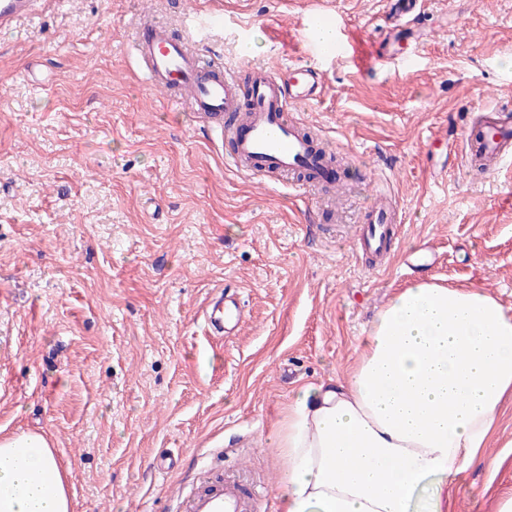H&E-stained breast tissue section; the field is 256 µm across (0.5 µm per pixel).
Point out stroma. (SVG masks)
Here are the masks:
<instances>
[{"mask_svg": "<svg viewBox=\"0 0 512 512\" xmlns=\"http://www.w3.org/2000/svg\"><path fill=\"white\" fill-rule=\"evenodd\" d=\"M424 2L385 61L383 0H62L0 33V435L50 437L73 512H178L217 460L277 495L294 391L348 379L394 291L433 276L512 305V180L462 167L453 122L512 94V0ZM321 15L341 28L333 58L303 42ZM147 17L236 66L323 72L299 113L350 171L334 204L226 168L130 57ZM380 175L400 217L384 269L356 248ZM222 290L243 310L228 336L201 319ZM448 493L450 512L512 496V403Z\"/></svg>", "mask_w": 512, "mask_h": 512, "instance_id": "obj_1", "label": "stroma"}]
</instances>
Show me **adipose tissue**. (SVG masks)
<instances>
[{"label":"adipose tissue","instance_id":"ef3b65f1","mask_svg":"<svg viewBox=\"0 0 512 512\" xmlns=\"http://www.w3.org/2000/svg\"><path fill=\"white\" fill-rule=\"evenodd\" d=\"M511 400L512 307L419 279L377 312L348 381L289 401L275 434L281 512H449V480ZM0 512H71L48 436L0 439Z\"/></svg>","mask_w":512,"mask_h":512}]
</instances>
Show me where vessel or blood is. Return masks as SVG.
<instances>
[{"label": "vessel or blood", "instance_id": "b4317fda", "mask_svg": "<svg viewBox=\"0 0 512 512\" xmlns=\"http://www.w3.org/2000/svg\"><path fill=\"white\" fill-rule=\"evenodd\" d=\"M48 5V0H0V30ZM132 52L150 87L212 121L217 138L229 142L224 162L236 172L253 178L299 175L311 189L333 185L332 145L322 135H306L303 119L295 114L297 107L321 95L322 74L317 68L254 67L250 91L244 97L238 68L205 60L192 44L174 38L165 23L137 22ZM461 164L484 175L512 167L511 99L491 106L488 115L470 118L463 129ZM396 221L392 196L382 192L362 215L361 252L386 257ZM203 319L219 335L235 329L240 322L236 296L213 297ZM261 497L259 491L246 490L239 475L207 467L181 507L182 512H259Z\"/></svg>", "mask_w": 512, "mask_h": 512}]
</instances>
